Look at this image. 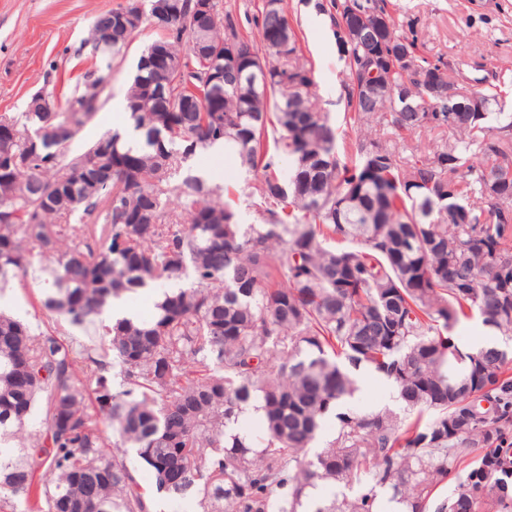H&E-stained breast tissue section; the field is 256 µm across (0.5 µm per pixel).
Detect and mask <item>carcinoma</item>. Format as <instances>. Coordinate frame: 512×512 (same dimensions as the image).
I'll return each instance as SVG.
<instances>
[{"label":"carcinoma","mask_w":512,"mask_h":512,"mask_svg":"<svg viewBox=\"0 0 512 512\" xmlns=\"http://www.w3.org/2000/svg\"><path fill=\"white\" fill-rule=\"evenodd\" d=\"M330 5L362 131L348 146L312 101L285 8L260 11L254 41L220 0L96 18L105 59L146 23L160 32L126 93L138 146L114 131L64 159L102 75L56 112L0 114V291L40 264L43 306L79 331L0 311V512H162L178 496L197 512H512V119L485 124L493 85L448 98V64L418 53L391 0ZM155 48L170 67L153 85ZM212 94L224 111H201ZM472 99L483 111H448ZM435 130L453 139L424 152L387 137ZM218 143L259 177L260 223L181 174ZM184 279L148 318H103ZM471 319L501 340L459 347ZM358 371L402 411L353 408ZM320 483L330 497L311 496Z\"/></svg>","instance_id":"obj_1"}]
</instances>
